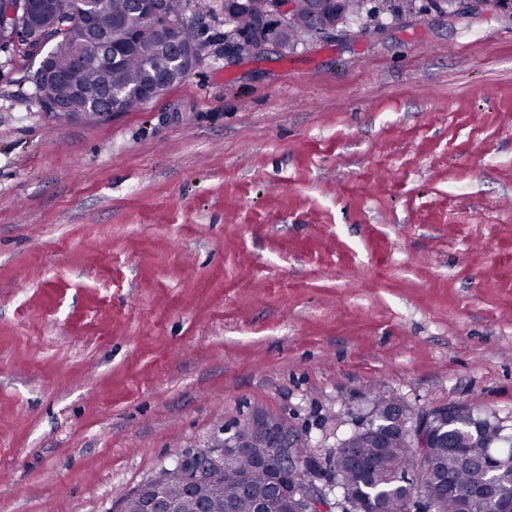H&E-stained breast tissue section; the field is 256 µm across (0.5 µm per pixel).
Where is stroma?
<instances>
[{"label": "stroma", "mask_w": 512, "mask_h": 512, "mask_svg": "<svg viewBox=\"0 0 512 512\" xmlns=\"http://www.w3.org/2000/svg\"><path fill=\"white\" fill-rule=\"evenodd\" d=\"M353 43L55 119L0 52V512H117L274 412L322 451L377 393L512 415V15L446 0ZM454 8L448 12V21L456 23L460 20H470L483 15L488 11L501 10L510 11L512 1L510 0H452Z\"/></svg>", "instance_id": "1"}]
</instances>
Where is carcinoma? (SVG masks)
Returning <instances> with one entry per match:
<instances>
[{
  "label": "carcinoma",
  "mask_w": 512,
  "mask_h": 512,
  "mask_svg": "<svg viewBox=\"0 0 512 512\" xmlns=\"http://www.w3.org/2000/svg\"><path fill=\"white\" fill-rule=\"evenodd\" d=\"M39 4L41 8L33 13H19L18 21L36 31L56 14L67 17L75 27L90 16L100 33L112 35V60L106 63L79 61L76 44L67 36L53 42L50 75L34 86L37 105L54 117L80 112L91 102L103 101L114 89L147 88L161 78L171 84L181 81L183 73L175 69L171 46L162 32L173 30L174 41L180 46L193 45L200 37L198 23L186 16L187 0H165L158 19L161 34L146 31L133 36L128 30L118 29V23L131 11L132 0H101L99 4L91 0H39ZM335 13L356 21L370 14V9L367 0H340L338 4L325 0L322 16ZM234 23L246 38L260 31L258 15L252 8L238 11ZM319 38L307 0H297L296 16L284 37L287 49ZM412 419L409 410L400 428L379 425L370 433L358 435L356 453L364 462L362 466L352 464L337 450L319 454L299 433L293 454L312 477L336 482L352 512H407L409 492L401 478L419 456L408 435ZM380 432L384 433L382 448L377 447L376 434ZM499 437V415L492 412L486 415L478 435L468 433L456 422L449 424V446L428 449L434 472L422 475L412 493L431 503L433 512H461L464 508L468 512H497V502L478 495L477 490L484 480L481 465L488 459L486 446ZM276 475L272 450L259 438L251 448L224 464L218 481L200 482L187 497L181 493V474L172 473L171 494L178 500V512H197L203 500L212 512H255V501L243 490L244 485L272 483ZM495 478L501 493L512 497V459L499 463Z\"/></svg>",
  "instance_id": "carcinoma-1"
}]
</instances>
